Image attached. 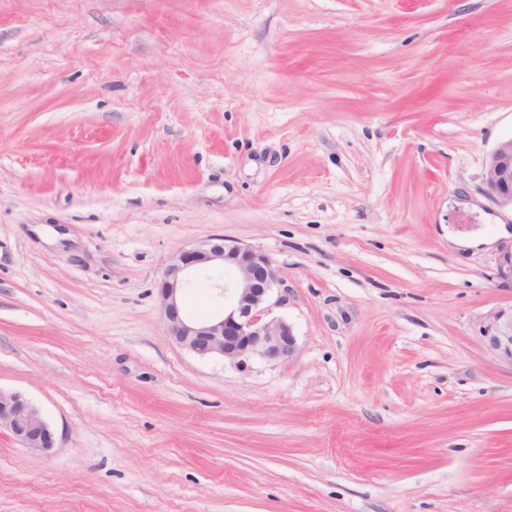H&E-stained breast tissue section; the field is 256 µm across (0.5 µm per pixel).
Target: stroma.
Wrapping results in <instances>:
<instances>
[{"label": "stroma", "instance_id": "1", "mask_svg": "<svg viewBox=\"0 0 512 512\" xmlns=\"http://www.w3.org/2000/svg\"><path fill=\"white\" fill-rule=\"evenodd\" d=\"M510 136L512 0H0V388L56 437L0 433V512H512ZM215 235L274 261L292 360L169 337ZM485 182L493 200L512 211V136L500 140L490 152ZM478 330L487 350L512 367V304L490 310Z\"/></svg>", "mask_w": 512, "mask_h": 512}]
</instances>
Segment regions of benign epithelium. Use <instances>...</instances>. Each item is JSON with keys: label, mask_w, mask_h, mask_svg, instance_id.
Here are the masks:
<instances>
[{"label": "benign epithelium", "mask_w": 512, "mask_h": 512, "mask_svg": "<svg viewBox=\"0 0 512 512\" xmlns=\"http://www.w3.org/2000/svg\"><path fill=\"white\" fill-rule=\"evenodd\" d=\"M488 193L503 208L512 209V136L500 140L486 161ZM222 269L232 274V302L222 316L190 320L180 308L182 291L195 271ZM496 278L512 288V244L497 257ZM278 273L273 260L252 246L217 235L176 251L161 280L162 316L169 335L181 347L200 356L219 355L242 363L258 356L288 360L297 340L290 324L271 316L279 304L273 298ZM479 334L487 350L512 366V304L490 310L481 320ZM6 430L22 447L39 452L54 448L51 424L33 402L16 391L0 389V430Z\"/></svg>", "instance_id": "1"}]
</instances>
